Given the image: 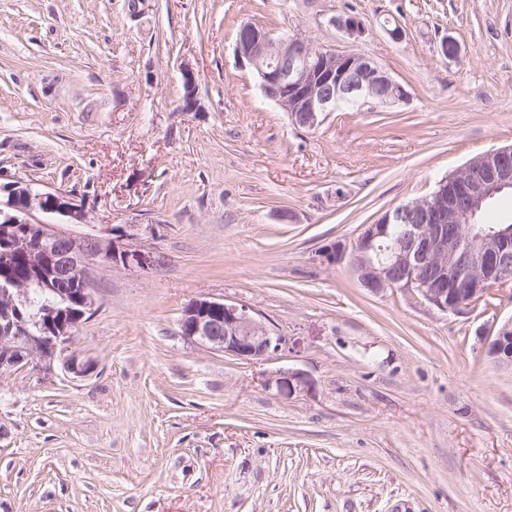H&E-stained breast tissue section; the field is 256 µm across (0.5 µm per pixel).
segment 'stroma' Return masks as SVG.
I'll list each match as a JSON object with an SVG mask.
<instances>
[{
  "label": "stroma",
  "instance_id": "obj_1",
  "mask_svg": "<svg viewBox=\"0 0 512 512\" xmlns=\"http://www.w3.org/2000/svg\"><path fill=\"white\" fill-rule=\"evenodd\" d=\"M246 21L370 56L407 97L296 128L237 61ZM510 144L512 0H0V184L156 259L98 269L86 376L0 377V512H512V377L485 356L512 288L446 314L367 292L348 252ZM203 295L288 351L184 341Z\"/></svg>",
  "mask_w": 512,
  "mask_h": 512
}]
</instances>
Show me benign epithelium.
<instances>
[{"label": "benign epithelium", "mask_w": 512, "mask_h": 512, "mask_svg": "<svg viewBox=\"0 0 512 512\" xmlns=\"http://www.w3.org/2000/svg\"><path fill=\"white\" fill-rule=\"evenodd\" d=\"M238 61L258 75L261 90L288 113L292 123L314 130L341 104H392L407 97L404 87L370 57L312 46L302 35H274L252 24L235 41ZM512 191V144L471 159L437 182L423 198L386 211L367 224L352 246L360 285L378 295L405 289L443 313H457L512 281V228L475 224L497 194ZM0 247L19 260L23 273L0 282V375L28 371L46 376L61 358L65 371L84 376L89 367L63 356L74 331L94 307V273L100 265L122 264L143 271L155 258L119 248L105 236H76L33 222L34 211L58 214L78 224L84 214L59 193L22 181L0 185ZM34 288L68 302L28 313ZM178 335L212 352L247 361H270L288 348V338L271 329L251 307L201 296L190 300ZM494 367L512 376V318L487 344Z\"/></svg>", "instance_id": "obj_1"}]
</instances>
